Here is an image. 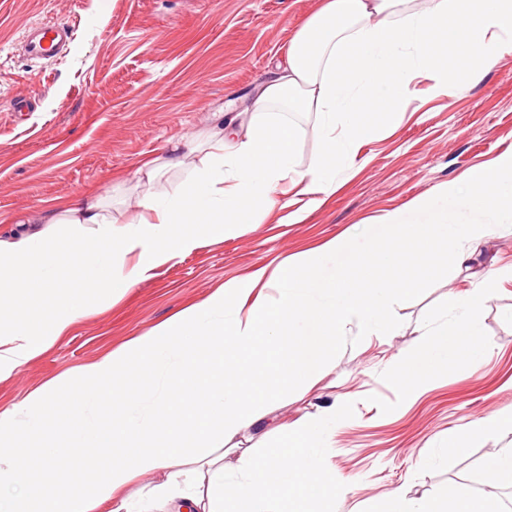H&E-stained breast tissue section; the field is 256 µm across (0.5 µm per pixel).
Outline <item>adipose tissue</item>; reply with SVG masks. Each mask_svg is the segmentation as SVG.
Returning a JSON list of instances; mask_svg holds the SVG:
<instances>
[{
    "mask_svg": "<svg viewBox=\"0 0 512 512\" xmlns=\"http://www.w3.org/2000/svg\"><path fill=\"white\" fill-rule=\"evenodd\" d=\"M467 65L459 73L440 64L444 47ZM512 55V0H322L288 46V65L265 80L243 123L230 117L210 136L208 158L169 194H144L134 216L115 223L100 196L81 193L47 216L64 225L76 249L67 259L70 281L57 277L58 255L27 223L0 244V381L48 350L89 309L90 300H117L159 265L190 254L204 239L257 223L269 208L302 223L352 167L361 144L398 126L413 79L426 78L435 97L476 85L498 58ZM314 112L321 150L307 168L295 163L298 128L272 115L273 106ZM373 121H364V114ZM424 222L390 211L378 222L383 240L364 251L351 237L315 251L260 265L131 339L121 348L65 373L19 404L0 410V512H125L126 491L138 486L143 502L163 499L168 512H323L340 488L325 474L331 443L325 427L341 408L331 404L315 421L279 424L283 442L257 452L240 476L224 471V447L240 434L264 428V407L291 386L310 385L325 373L349 325L365 333L392 330L396 300L420 288L421 277L400 273L406 249L428 255L441 244L465 264L494 232L488 222L461 223L462 211L512 218V146L464 179L417 198ZM182 225L178 234L169 227ZM342 256L324 275L326 255ZM51 294L53 311L27 301L34 287ZM492 291L449 293L460 317L436 336L421 337L395 360L403 389L419 391L437 370L471 364L473 352L449 353L451 340L477 342V319ZM149 371L148 396L108 390L121 370ZM72 400L53 414L60 388ZM512 431V406L465 425L448 442L457 450L483 437ZM37 438L34 463L14 443ZM103 456L90 494L54 482L60 471H80L85 452ZM490 488L475 495L448 485L423 504L390 491L378 512H505L496 492L512 484V448L488 455ZM164 475L159 485L142 484Z\"/></svg>",
    "mask_w": 512,
    "mask_h": 512,
    "instance_id": "1",
    "label": "adipose tissue"
}]
</instances>
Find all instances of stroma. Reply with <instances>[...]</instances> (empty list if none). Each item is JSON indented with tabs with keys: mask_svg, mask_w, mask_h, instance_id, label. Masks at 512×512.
<instances>
[{
	"mask_svg": "<svg viewBox=\"0 0 512 512\" xmlns=\"http://www.w3.org/2000/svg\"><path fill=\"white\" fill-rule=\"evenodd\" d=\"M319 2L0 0V240H11L19 221L80 192L103 194L113 217L124 219L144 193L136 169L210 129L215 113L247 111L261 83L285 64L291 37ZM43 21L73 28L69 55L39 62L23 55L29 26ZM428 87L425 79L412 83L398 129L363 143L344 182L304 223H282L276 210L262 223L158 267L0 381V409L255 266L277 264L346 231L354 248L363 249L383 233L376 217L394 209H407L410 222L423 221L411 208L416 198L461 180L512 144V56L454 96L431 97ZM21 99L28 105L23 112L15 109ZM429 260L435 274L392 308L394 334L362 336L349 326L326 375L312 387L289 389L270 408L277 422L293 423L348 398L326 464L349 491L327 498L326 512H372L395 489L418 503L451 483L483 493L485 458L512 448V433H499L446 451L467 423L512 405L511 279L498 280L483 309L484 349L473 364L447 367L411 395L392 365L413 348L420 328L437 330L451 320L449 292H467L512 266V231H495L470 267L455 266L443 246Z\"/></svg>",
	"mask_w": 512,
	"mask_h": 512,
	"instance_id": "obj_1",
	"label": "stroma"
}]
</instances>
